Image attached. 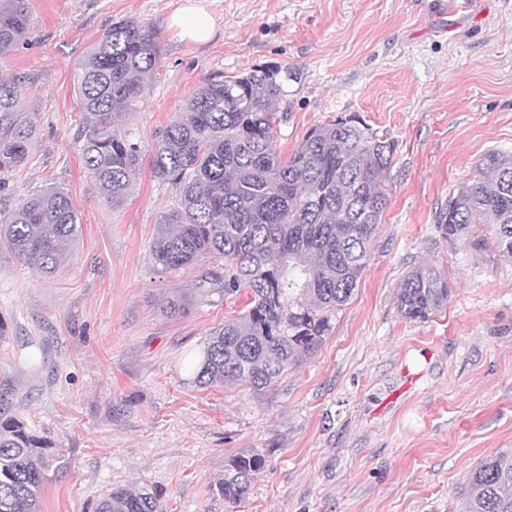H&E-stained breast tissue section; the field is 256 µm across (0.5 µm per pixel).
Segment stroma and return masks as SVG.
<instances>
[{"label": "stroma", "mask_w": 512, "mask_h": 512, "mask_svg": "<svg viewBox=\"0 0 512 512\" xmlns=\"http://www.w3.org/2000/svg\"><path fill=\"white\" fill-rule=\"evenodd\" d=\"M197 2L217 25L205 44L168 26L185 0H29V34L0 57V77H32L40 127L11 195L59 187L81 217L56 276L0 250V395L69 461L49 469L40 512H92L106 490L145 484L161 489L164 512H455L474 467L512 452V259L487 224L473 229L482 250L443 239L435 212L488 151L512 154V0ZM123 18L155 23L163 52L142 103L117 121L142 162L113 209L82 169L73 83ZM268 64L293 74L277 104L283 154L352 115L398 147L355 296L317 351L259 399L193 382L188 359L248 297L164 314L198 271L153 259L171 189L150 160L204 78ZM426 259L452 295L408 321L396 291ZM240 454L266 463L235 509L210 485Z\"/></svg>", "instance_id": "stroma-1"}]
</instances>
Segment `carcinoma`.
I'll return each instance as SVG.
<instances>
[{"instance_id": "carcinoma-1", "label": "carcinoma", "mask_w": 512, "mask_h": 512, "mask_svg": "<svg viewBox=\"0 0 512 512\" xmlns=\"http://www.w3.org/2000/svg\"><path fill=\"white\" fill-rule=\"evenodd\" d=\"M30 19L29 0L0 4V57L25 39ZM161 54L160 29L126 18L104 30L75 70L82 167L113 209L131 195L141 166L139 147L115 121L136 111ZM279 74L276 67L208 75L182 119L159 132L151 159L173 193L151 244L153 258L165 270L201 268L192 288L167 302L166 314L182 316L196 295L249 294L245 311L209 334L194 382L239 384L259 398L319 348L355 295L389 201L385 178L397 149L393 138L352 117L312 128L291 155L282 154L274 110L284 93ZM31 85L25 76L0 78V191L27 163L38 134L26 105ZM478 171L436 211V228L443 239H464L479 250L472 227L490 224L499 253L512 258V156L491 152ZM79 224L68 194L50 188L0 205V247L51 276ZM221 262V270L213 269ZM450 293L435 262L421 261L401 280L398 311L424 321ZM54 464L68 461L27 422L0 411V512H40L45 473ZM264 466L259 454L230 458L214 496L241 503ZM93 512H163L162 496L147 484L114 487ZM458 512H512L511 454L472 470Z\"/></svg>"}]
</instances>
